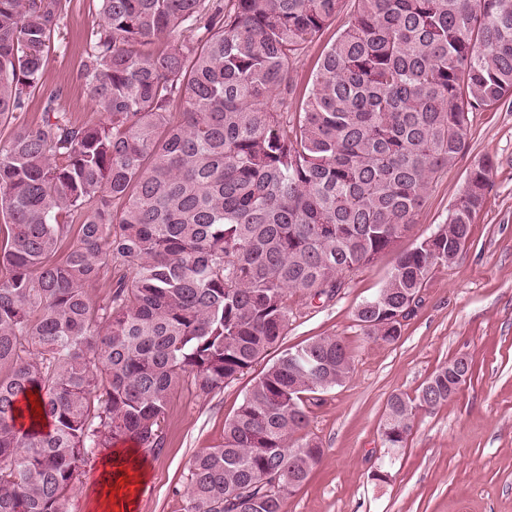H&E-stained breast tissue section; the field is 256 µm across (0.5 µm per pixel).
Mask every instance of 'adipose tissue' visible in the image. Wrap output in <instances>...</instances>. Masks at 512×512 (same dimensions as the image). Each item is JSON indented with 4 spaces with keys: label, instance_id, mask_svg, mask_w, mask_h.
Here are the masks:
<instances>
[{
    "label": "adipose tissue",
    "instance_id": "adipose-tissue-1",
    "mask_svg": "<svg viewBox=\"0 0 512 512\" xmlns=\"http://www.w3.org/2000/svg\"><path fill=\"white\" fill-rule=\"evenodd\" d=\"M103 474L109 491L106 496L94 500V512H137L136 488L149 476V469L138 449L119 448L108 454Z\"/></svg>",
    "mask_w": 512,
    "mask_h": 512
}]
</instances>
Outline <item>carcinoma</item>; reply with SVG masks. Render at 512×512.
<instances>
[{"label":"carcinoma","instance_id":"cac0c4a2","mask_svg":"<svg viewBox=\"0 0 512 512\" xmlns=\"http://www.w3.org/2000/svg\"><path fill=\"white\" fill-rule=\"evenodd\" d=\"M97 2L80 79L102 118L52 90L27 122L71 0H0V512H67L95 449L162 448L184 375L208 396L264 360L290 293L331 300L408 235L470 115L512 99V0ZM346 8L298 90L293 63ZM491 169L357 309L367 335L398 340L401 299L466 252ZM457 363L389 397L386 447L449 401ZM350 371L339 336L287 349L191 459L184 512H281L323 456L311 407ZM35 388L46 430L19 426Z\"/></svg>","mask_w":512,"mask_h":512}]
</instances>
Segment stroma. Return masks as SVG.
<instances>
[{
	"label": "stroma",
	"mask_w": 512,
	"mask_h": 512,
	"mask_svg": "<svg viewBox=\"0 0 512 512\" xmlns=\"http://www.w3.org/2000/svg\"><path fill=\"white\" fill-rule=\"evenodd\" d=\"M97 21L94 0H71L46 66L49 87L62 90L59 106L78 122L102 117L80 79L85 39ZM467 140V153L434 181L410 235L347 276L333 300L289 299L288 334L266 363L283 349L335 335L349 345L352 372L313 407L308 432L324 454L282 512H512V105L473 113ZM487 156L491 186L466 253L432 271L396 342L367 336L357 308L383 288L400 252L446 224L471 168ZM459 356L470 361L471 379L447 404L419 412L404 447L388 453L381 434L388 398L416 395ZM259 373L252 368L206 397L187 383L173 393L161 423L163 448L140 451L151 473L138 489V512H183L192 456L223 443L225 421ZM106 454L96 449L82 468L68 512H91ZM381 461L390 474L384 484L372 478Z\"/></svg>",
	"instance_id": "1"
}]
</instances>
